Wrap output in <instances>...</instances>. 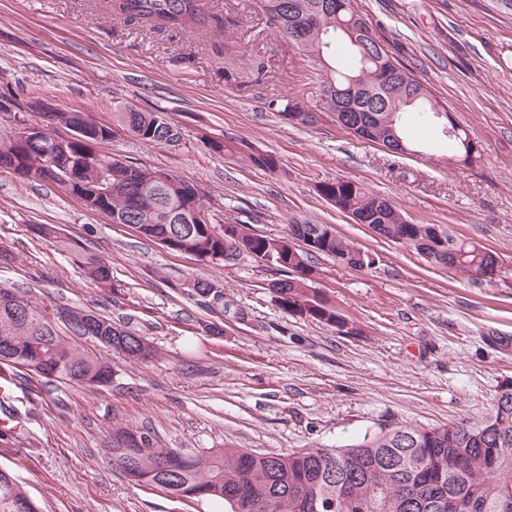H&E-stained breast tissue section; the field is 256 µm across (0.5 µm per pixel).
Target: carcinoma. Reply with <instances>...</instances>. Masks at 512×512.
<instances>
[{"label": "carcinoma", "mask_w": 512, "mask_h": 512, "mask_svg": "<svg viewBox=\"0 0 512 512\" xmlns=\"http://www.w3.org/2000/svg\"><path fill=\"white\" fill-rule=\"evenodd\" d=\"M269 24L320 72L324 108H336L340 95L351 106L347 122L363 121L367 129L359 138L380 146L396 136L397 155H418L403 135V114L419 108L425 120L449 121L448 109L439 112L429 98L408 95L423 88L406 66L386 50L367 41L358 47L352 37L362 18L351 0H260ZM119 14L129 24L159 31L209 25L224 28V16L206 14L200 0H119ZM295 98L271 101V107L288 120L298 110ZM113 122L140 142L175 146L180 128L158 112L139 110L128 103L112 113ZM469 133L459 129L448 137L452 155L468 162L473 145ZM216 153L242 156L251 166L269 172L279 167L271 153L254 152L230 138L211 144ZM27 149L14 132L0 134V168L40 184L53 183L52 174L32 177L18 164ZM68 160L76 183L90 182L95 171L82 164V148L67 145ZM112 181L125 189L112 194L106 205L112 215L129 220L151 241L172 234L178 237L172 213L191 215L205 210L203 195L194 184L171 177L162 185L159 171L143 168L111 156ZM317 192L332 199L337 209L363 224L379 226L378 236L413 250L427 263L441 269L483 279L495 269L499 257L485 246L470 241L447 224L408 221L394 203L362 184L345 179L322 181ZM36 232L53 238L84 276L104 291L112 292V267L87 252L75 240L61 236L53 224H39ZM290 238H312L314 247L279 248L275 243ZM194 257L203 263L234 266L254 255L272 256L273 269L285 277L267 283L278 306L303 314L313 321L336 326V308L325 303L310 307L307 296L314 284L315 254L331 255L352 270L371 268L376 259L369 251L339 235L328 224L307 221L288 225L283 236L252 230L229 236L211 225L189 240ZM183 293L198 303L194 290L224 298L217 280L196 278ZM71 333L60 335L55 320ZM92 336L98 343L127 358L147 360L155 356L144 337L97 313L65 308L53 316L39 307L23 287L0 288V364L33 371L48 381L100 387L112 382V367L85 350L73 337ZM144 439L143 448L122 447V442ZM112 460L132 480L157 486L185 499L221 500L224 512H512V380L503 381L490 411L476 421L438 427L388 424L362 440L342 448H300L287 454L257 453L245 448H160L156 435L143 430L117 428L112 433ZM27 492L13 475L0 469V512H16Z\"/></svg>", "instance_id": "carcinoma-1"}]
</instances>
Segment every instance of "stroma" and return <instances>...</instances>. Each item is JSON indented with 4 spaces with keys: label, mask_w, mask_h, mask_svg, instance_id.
<instances>
[{
    "label": "stroma",
    "mask_w": 512,
    "mask_h": 512,
    "mask_svg": "<svg viewBox=\"0 0 512 512\" xmlns=\"http://www.w3.org/2000/svg\"><path fill=\"white\" fill-rule=\"evenodd\" d=\"M223 31L159 36L119 20L112 0H0V93L43 98L112 122L117 105L160 112L178 146L114 133L99 151L196 185L215 224L246 221L265 235L288 224H328L375 255L356 271L313 257L316 288L356 328L342 334L284 312L251 259L231 267L166 250L110 223L50 184L0 169V287L30 290L49 312L81 307L145 336L154 358L130 360L98 345L112 382L101 389L18 379L0 402V468L42 512H224L128 479L112 462L116 426L153 431L163 448L234 446L288 453L335 448L380 426L434 427L484 416L512 380V0H352L389 53L475 139V163L449 159L445 122L410 115L421 155L394 156L355 139L323 111L318 76L257 0H203ZM192 55L189 64L181 55ZM297 98L320 113L293 125L270 100ZM228 136L275 154L269 173L211 150ZM345 177L387 196L415 223L447 224L494 250L501 273L471 280L375 237L319 197L317 182ZM54 224L109 261L114 288L85 279L35 225ZM224 286L213 312L182 294L193 278ZM247 321H239L238 310ZM213 321L222 335L201 333Z\"/></svg>",
    "instance_id": "1"
}]
</instances>
